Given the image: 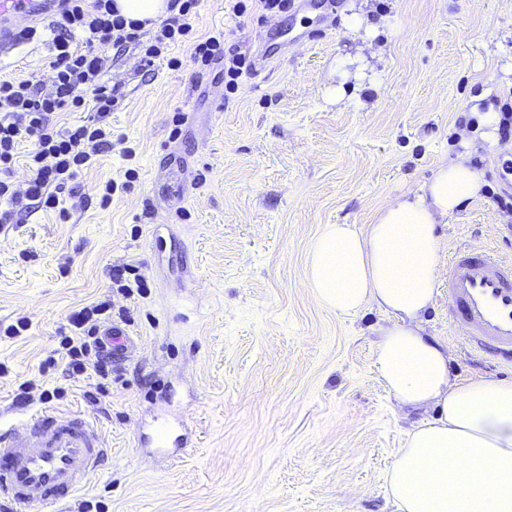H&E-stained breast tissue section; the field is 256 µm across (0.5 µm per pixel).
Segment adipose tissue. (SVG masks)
<instances>
[{
  "mask_svg": "<svg viewBox=\"0 0 512 512\" xmlns=\"http://www.w3.org/2000/svg\"><path fill=\"white\" fill-rule=\"evenodd\" d=\"M481 186L472 154H458L364 229L326 225L308 253L306 283L319 305L352 316L373 304L394 317L372 354L388 393L437 410L394 455L387 485L398 512H512V379L450 385L443 346L410 325L433 299L437 224Z\"/></svg>",
  "mask_w": 512,
  "mask_h": 512,
  "instance_id": "obj_1",
  "label": "adipose tissue"
}]
</instances>
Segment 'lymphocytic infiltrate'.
<instances>
[{
  "label": "lymphocytic infiltrate",
  "instance_id": "lymphocytic-infiltrate-1",
  "mask_svg": "<svg viewBox=\"0 0 512 512\" xmlns=\"http://www.w3.org/2000/svg\"><path fill=\"white\" fill-rule=\"evenodd\" d=\"M197 5L198 0H168L167 17L148 28L119 14L115 0H65L46 27L20 32L23 42L51 33L53 56L46 78L0 79L1 225L13 223L24 209H58L70 185L111 149L110 118L122 99L119 88L104 79L112 67L111 50L134 48L145 71L160 58L177 69L182 61L169 50L189 41L195 68L222 62L226 90L237 88L252 60L225 51L223 37L194 38ZM60 112H78L82 118L60 127L54 120ZM19 164L27 173L21 186L14 180ZM114 315L125 323L131 320L127 308H113L108 300L82 307L70 314L69 332L60 341L65 374L93 373L102 392L112 382V354L97 331L103 319Z\"/></svg>",
  "mask_w": 512,
  "mask_h": 512
}]
</instances>
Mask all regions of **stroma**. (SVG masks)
<instances>
[{
	"label": "stroma",
	"mask_w": 512,
	"mask_h": 512,
	"mask_svg": "<svg viewBox=\"0 0 512 512\" xmlns=\"http://www.w3.org/2000/svg\"><path fill=\"white\" fill-rule=\"evenodd\" d=\"M357 15L366 30H354ZM194 28L244 51L266 40L277 62L228 94L220 68H193L187 42L171 50L184 62L176 70L160 59L138 76L131 49L114 61L108 79L123 101L111 152L77 181L83 206L0 232V325L28 322L23 335H0V422L39 408L18 401L26 379L62 388L58 410L95 416L112 453L58 512L87 501L104 512H396L387 471L436 410L389 395L371 356L393 317L319 306L307 252L325 225L363 228L469 142L485 156L483 186L440 225L439 260L482 245L512 258V215L493 201L512 194V139L490 122L512 97V0H338L333 10L312 0L273 20L200 0ZM50 56L49 42L23 44L0 77L43 75ZM178 110L189 118L176 128ZM172 140L190 188L180 203L166 195ZM109 179L119 188L104 206ZM116 265L135 267L145 292H112ZM104 299L129 308L140 349L93 403L94 378L44 362L68 315ZM414 325L443 345L451 384L512 378L450 334L447 299ZM164 406L196 414L197 447L133 446Z\"/></svg>",
	"instance_id": "obj_1"
}]
</instances>
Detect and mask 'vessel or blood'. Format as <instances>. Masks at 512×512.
Listing matches in <instances>:
<instances>
[{"mask_svg": "<svg viewBox=\"0 0 512 512\" xmlns=\"http://www.w3.org/2000/svg\"><path fill=\"white\" fill-rule=\"evenodd\" d=\"M54 0H0V59L20 46V28L43 22L55 9ZM448 312L454 333L467 346L495 363L512 366V260L492 248L457 249L444 272ZM113 351L128 353L136 340L112 327L101 333ZM193 414L176 421L159 419L151 435H139L135 447H194ZM111 450L89 413L58 411L46 405L0 426V499L25 512H44L69 502L101 470Z\"/></svg>", "mask_w": 512, "mask_h": 512, "instance_id": "b4317fda", "label": "vessel or blood"}]
</instances>
